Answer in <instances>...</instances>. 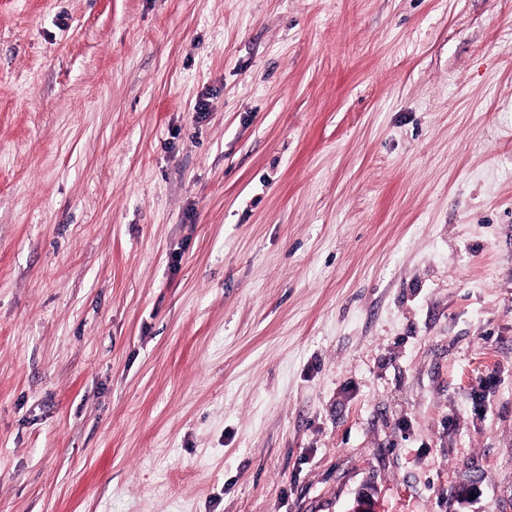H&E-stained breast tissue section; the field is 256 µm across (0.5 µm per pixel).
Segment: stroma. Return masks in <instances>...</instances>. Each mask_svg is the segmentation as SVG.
<instances>
[{
	"mask_svg": "<svg viewBox=\"0 0 512 512\" xmlns=\"http://www.w3.org/2000/svg\"><path fill=\"white\" fill-rule=\"evenodd\" d=\"M512 512V0H0V512Z\"/></svg>",
	"mask_w": 512,
	"mask_h": 512,
	"instance_id": "1",
	"label": "stroma"
}]
</instances>
